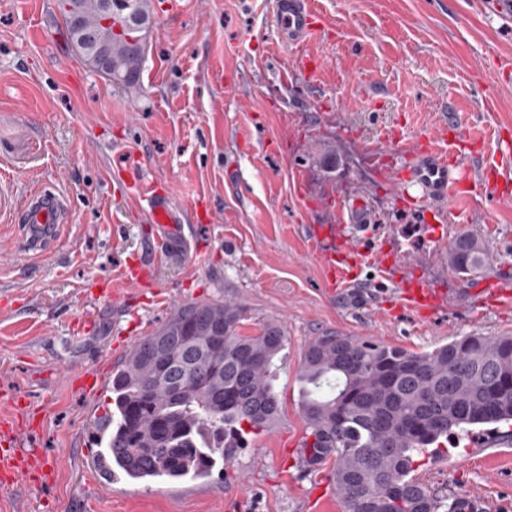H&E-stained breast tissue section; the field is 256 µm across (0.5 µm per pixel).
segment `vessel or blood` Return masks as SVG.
<instances>
[{"mask_svg": "<svg viewBox=\"0 0 512 512\" xmlns=\"http://www.w3.org/2000/svg\"><path fill=\"white\" fill-rule=\"evenodd\" d=\"M272 22L286 48L297 49L306 38L316 35L313 15L306 0H272ZM394 189L409 203L433 202L442 207L443 220L469 214L471 203L482 199L498 203L512 198V180L499 168L484 164L469 168L466 157L449 159L433 149L425 150L415 161L409 179L392 175ZM144 204L155 226L154 243L168 248L176 242L181 228L177 220L174 195L158 192L153 184L141 183L135 195ZM334 230L318 224L308 225L310 238L317 244V255L327 270L331 289L346 287L352 274L372 261L381 280L395 290L398 305L417 314L431 317L447 313L452 299L447 289L413 270L410 254L395 249L370 251L364 245L371 238L377 215L367 196L334 202ZM62 201L53 194L30 198L21 212V220L30 251L38 252L51 242L59 228ZM45 460L43 449L37 448L30 431L16 425L13 417H0V472L15 480H26L38 471Z\"/></svg>", "mask_w": 512, "mask_h": 512, "instance_id": "b4317fda", "label": "vessel or blood"}]
</instances>
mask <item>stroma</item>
I'll return each mask as SVG.
<instances>
[{"label": "stroma", "instance_id": "obj_1", "mask_svg": "<svg viewBox=\"0 0 512 512\" xmlns=\"http://www.w3.org/2000/svg\"><path fill=\"white\" fill-rule=\"evenodd\" d=\"M311 2L322 34L301 51L319 68L287 84L268 0H149L148 55L124 87L67 47L54 0H0V379L39 404L36 440L55 468L51 483L0 489V512H342L322 492L331 465L294 463L309 342L336 332L421 352L512 334V303L478 315L468 301L512 278V201L440 225L377 173L407 172V149L452 114L463 151L512 145V15L488 0ZM138 179L173 190L185 226L173 249L152 248L130 194ZM39 190L66 205L55 241L34 254L15 213ZM333 194L368 195L376 237L421 226L419 271L465 303L435 320L402 313L365 269L350 295L329 292L307 227L330 221ZM462 233L492 255L474 279L448 263ZM133 258L152 266L167 306L124 280ZM206 299L246 306L244 333L269 319L285 328L276 419L208 476L97 482L89 428L112 386L89 398L69 376L112 375L133 337ZM412 477L446 501L471 494L486 512H512V421L449 438Z\"/></svg>", "mask_w": 512, "mask_h": 512}]
</instances>
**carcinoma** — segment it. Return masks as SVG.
<instances>
[{"instance_id": "carcinoma-1", "label": "carcinoma", "mask_w": 512, "mask_h": 512, "mask_svg": "<svg viewBox=\"0 0 512 512\" xmlns=\"http://www.w3.org/2000/svg\"><path fill=\"white\" fill-rule=\"evenodd\" d=\"M83 0L82 27L108 41L112 82L141 71L134 48L150 30L147 0ZM491 256L462 234L450 266L477 275ZM247 309L222 301L187 302L137 343L112 377L113 405L93 421L105 452L136 479L210 474L245 435L279 412L274 360L287 340L276 321L241 331ZM301 407L310 463L334 460L344 512H452L410 477L415 463L470 427L512 421V336H460L431 351L325 333L300 366Z\"/></svg>"}]
</instances>
